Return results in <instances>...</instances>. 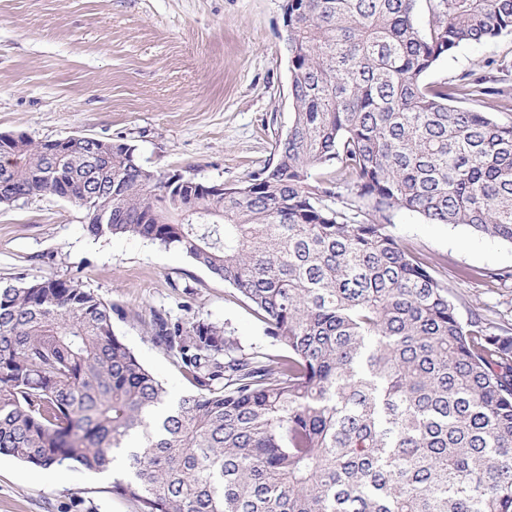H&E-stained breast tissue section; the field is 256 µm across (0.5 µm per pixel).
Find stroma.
Returning <instances> with one entry per match:
<instances>
[{"label": "stroma", "instance_id": "1", "mask_svg": "<svg viewBox=\"0 0 512 512\" xmlns=\"http://www.w3.org/2000/svg\"><path fill=\"white\" fill-rule=\"evenodd\" d=\"M285 0H0V133L93 135L137 149L153 171L234 182L267 164L292 119ZM490 62L512 92V36L464 44L425 75L434 85ZM390 232L430 267L461 318L512 327V244L395 212ZM76 277L123 309L116 334L169 401L191 392L153 342L152 312L201 317L244 348L269 349L242 297L173 247L91 236L84 210L47 196L0 207V280ZM126 476L41 472L0 455V512H139Z\"/></svg>", "mask_w": 512, "mask_h": 512}]
</instances>
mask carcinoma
Here are the masks:
<instances>
[{
    "label": "carcinoma",
    "mask_w": 512,
    "mask_h": 512,
    "mask_svg": "<svg viewBox=\"0 0 512 512\" xmlns=\"http://www.w3.org/2000/svg\"><path fill=\"white\" fill-rule=\"evenodd\" d=\"M418 2L286 0L293 117L236 183L100 138L13 144L0 204L54 196L94 237L182 251L276 349L153 314L195 387L171 404L80 280L0 286V455L104 471L124 450L112 491L140 512H512V330L463 321L388 230L406 210L512 243V125L456 105L507 92L472 71L423 84L512 35V0H425L421 22Z\"/></svg>",
    "instance_id": "obj_1"
}]
</instances>
